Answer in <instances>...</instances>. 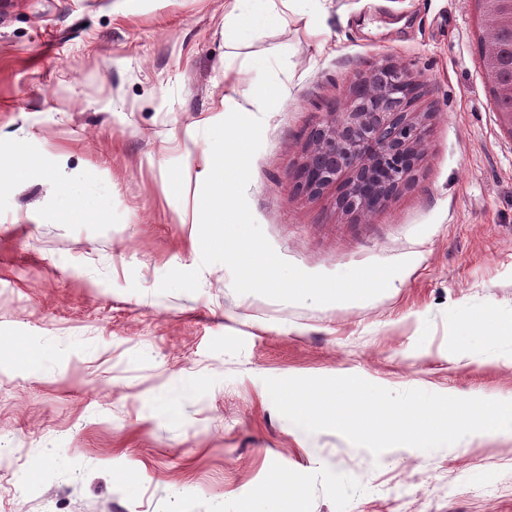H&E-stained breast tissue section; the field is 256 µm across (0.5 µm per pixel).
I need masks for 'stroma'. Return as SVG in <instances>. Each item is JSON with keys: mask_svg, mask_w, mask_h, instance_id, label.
<instances>
[{"mask_svg": "<svg viewBox=\"0 0 512 512\" xmlns=\"http://www.w3.org/2000/svg\"><path fill=\"white\" fill-rule=\"evenodd\" d=\"M226 0H0V512H239L279 473L300 512H512V439L380 455L303 436L265 378L365 373L394 392L512 399V131L484 79L476 0H311L224 36ZM286 53L246 190L284 260L336 274L406 261L369 301L236 294L202 266L205 131L255 110L254 59ZM383 63L419 80L411 184L381 211L294 188L310 130ZM83 197L84 222L61 216ZM196 292H159L170 270ZM470 318L467 363L448 344Z\"/></svg>", "mask_w": 512, "mask_h": 512, "instance_id": "stroma-1", "label": "stroma"}]
</instances>
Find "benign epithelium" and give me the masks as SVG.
<instances>
[{
  "label": "benign epithelium",
  "mask_w": 512,
  "mask_h": 512,
  "mask_svg": "<svg viewBox=\"0 0 512 512\" xmlns=\"http://www.w3.org/2000/svg\"><path fill=\"white\" fill-rule=\"evenodd\" d=\"M477 2L489 39L501 28L512 32V0ZM357 85L366 87L365 96H348L341 111L328 113L308 135L297 188L315 197L337 187L343 212L367 215L410 183L426 129L408 111L418 88L409 69L382 64Z\"/></svg>",
  "instance_id": "7a95c632"
}]
</instances>
